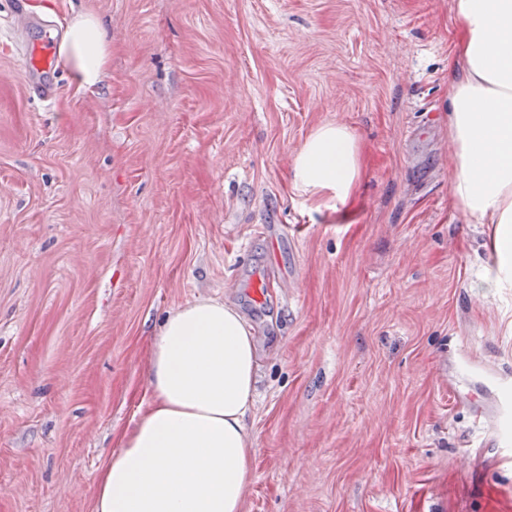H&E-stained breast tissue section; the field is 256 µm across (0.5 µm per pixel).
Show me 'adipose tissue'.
<instances>
[{
	"instance_id": "ef3b65f1",
	"label": "adipose tissue",
	"mask_w": 512,
	"mask_h": 512,
	"mask_svg": "<svg viewBox=\"0 0 512 512\" xmlns=\"http://www.w3.org/2000/svg\"><path fill=\"white\" fill-rule=\"evenodd\" d=\"M448 68L451 195L479 224L496 225L502 278L512 279V0H455ZM112 52L100 20L70 19L61 53L74 78L97 84ZM364 166L357 135L325 124L294 159L297 189L347 201ZM260 368L254 331L235 305L201 297L170 311L149 342L151 398L117 437L94 512H242L255 438L247 424Z\"/></svg>"
}]
</instances>
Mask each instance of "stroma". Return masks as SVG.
Returning a JSON list of instances; mask_svg holds the SVG:
<instances>
[{"mask_svg": "<svg viewBox=\"0 0 512 512\" xmlns=\"http://www.w3.org/2000/svg\"><path fill=\"white\" fill-rule=\"evenodd\" d=\"M455 0H0V512H93L150 399L147 346L197 297L261 359L242 512H512V282L451 199ZM112 37L86 87L28 93L16 6ZM325 123L362 140L355 199L293 183ZM263 278L262 298L250 285Z\"/></svg>", "mask_w": 512, "mask_h": 512, "instance_id": "35a3bbf8", "label": "stroma"}]
</instances>
